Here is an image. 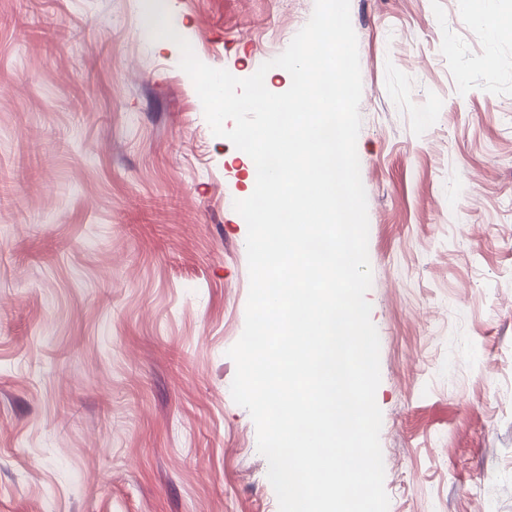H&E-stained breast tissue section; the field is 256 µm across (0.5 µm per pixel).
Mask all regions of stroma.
<instances>
[{
	"mask_svg": "<svg viewBox=\"0 0 512 512\" xmlns=\"http://www.w3.org/2000/svg\"><path fill=\"white\" fill-rule=\"evenodd\" d=\"M146 0H0V512H279L231 395L243 174ZM315 0H168L205 64ZM350 0L389 512H512V0Z\"/></svg>",
	"mask_w": 512,
	"mask_h": 512,
	"instance_id": "obj_1",
	"label": "stroma"
}]
</instances>
